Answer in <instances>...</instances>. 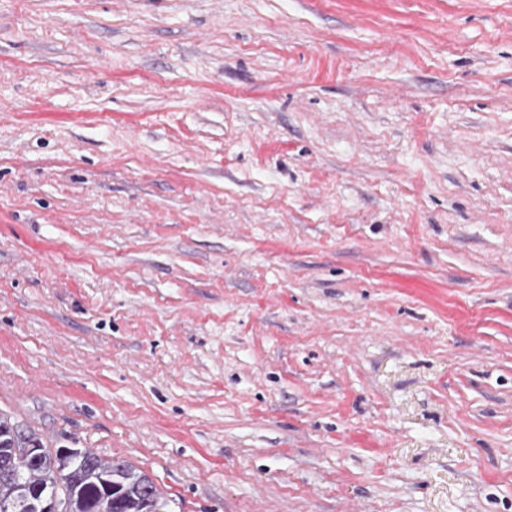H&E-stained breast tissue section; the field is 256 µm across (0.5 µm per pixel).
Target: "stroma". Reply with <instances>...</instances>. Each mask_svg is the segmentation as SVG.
Listing matches in <instances>:
<instances>
[{"label": "stroma", "instance_id": "1", "mask_svg": "<svg viewBox=\"0 0 512 512\" xmlns=\"http://www.w3.org/2000/svg\"><path fill=\"white\" fill-rule=\"evenodd\" d=\"M0 412L164 512H512V0H0Z\"/></svg>", "mask_w": 512, "mask_h": 512}]
</instances>
